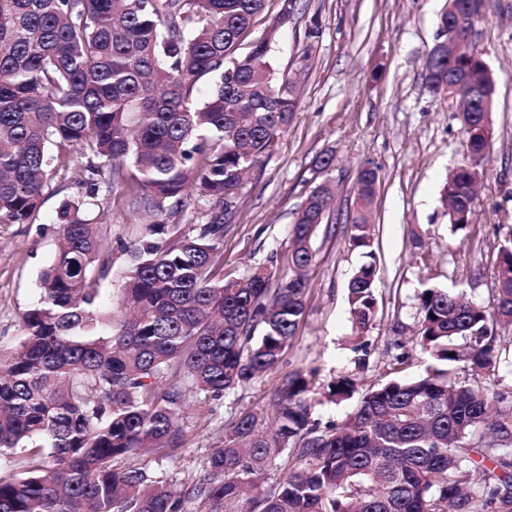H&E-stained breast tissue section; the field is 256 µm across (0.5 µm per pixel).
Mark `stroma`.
Instances as JSON below:
<instances>
[{"instance_id":"1","label":"stroma","mask_w":512,"mask_h":512,"mask_svg":"<svg viewBox=\"0 0 512 512\" xmlns=\"http://www.w3.org/2000/svg\"><path fill=\"white\" fill-rule=\"evenodd\" d=\"M445 0H297L294 16L271 48L275 70L298 73L299 104L286 133L248 175L224 236V272L246 274L265 263L275 279L292 275L289 231L320 184L334 202L327 227L313 240L305 275L306 316L276 373L218 400L191 393L180 413L183 446L172 456L148 454L137 465L176 484L206 471L212 449L239 409L271 415L280 374L316 370L317 382L348 375L359 387L392 377L397 356L410 354L406 376L423 373L427 358L411 341L416 294L437 285L465 290L489 303L496 286L497 250L512 237V0H491L475 27L495 85L493 137L482 166L472 221L451 233L440 192L450 172L469 162L459 103L428 89L426 56ZM330 155L328 170L317 167ZM80 159L46 189L28 224H0V347L22 332V315L38 296V276L55 254L52 219L62 200L78 196ZM376 168L374 249L379 275L376 316L365 336L349 319L347 282L360 256L347 221L360 167ZM108 216L100 231L111 245V271L101 286L116 292L130 264L127 250L143 225L121 192H100Z\"/></svg>"}]
</instances>
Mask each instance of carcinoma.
I'll return each instance as SVG.
<instances>
[{"label": "carcinoma", "mask_w": 512, "mask_h": 512, "mask_svg": "<svg viewBox=\"0 0 512 512\" xmlns=\"http://www.w3.org/2000/svg\"><path fill=\"white\" fill-rule=\"evenodd\" d=\"M269 0H0V223L27 224L45 189L82 159V195L52 223L58 248L22 315L17 343L0 348V512H512V398L490 384L512 366V241L498 248L497 288L485 306L464 291L416 294V345L436 365L363 393L342 422L311 419L316 371L283 375L276 425L241 409L207 473L176 486L115 462L180 447L184 392L213 399L277 369L304 318L311 242L332 203L320 186L290 230L297 275L272 287L263 267L224 275V212L244 174L288 129L296 74L275 72L280 21L260 27ZM465 26L486 14L455 0ZM481 72L482 107L464 113L468 157L489 151L494 82L478 50L431 48L423 77ZM214 89L199 100L200 82ZM442 190L453 233L466 230L472 175ZM378 173L358 170L351 244L366 258L347 285L361 334L375 317L378 266L368 213ZM119 188L149 220L114 310L99 281L109 247L89 217L101 187ZM203 202L182 231L162 220ZM170 380L167 388L161 381ZM348 375L329 400L353 397ZM269 470L280 478L264 485Z\"/></svg>", "instance_id": "1"}]
</instances>
